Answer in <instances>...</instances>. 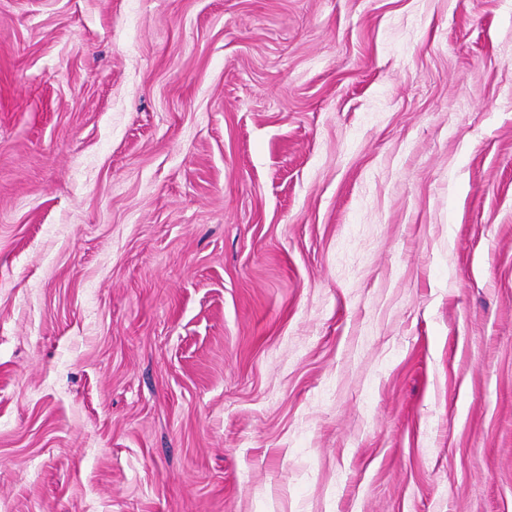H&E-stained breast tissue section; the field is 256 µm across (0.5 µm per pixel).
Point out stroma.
Listing matches in <instances>:
<instances>
[{"instance_id":"1","label":"stroma","mask_w":512,"mask_h":512,"mask_svg":"<svg viewBox=\"0 0 512 512\" xmlns=\"http://www.w3.org/2000/svg\"><path fill=\"white\" fill-rule=\"evenodd\" d=\"M0 512H512V0H0Z\"/></svg>"}]
</instances>
